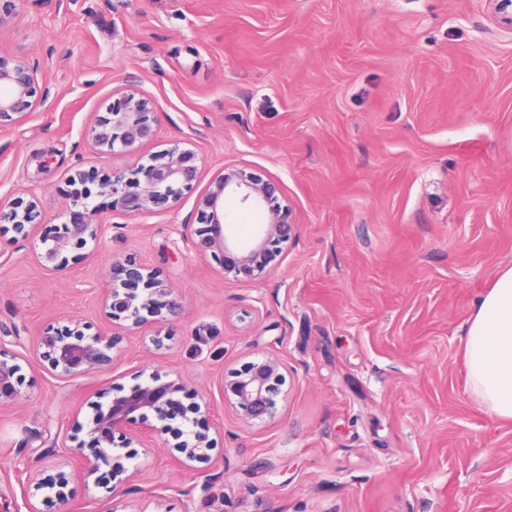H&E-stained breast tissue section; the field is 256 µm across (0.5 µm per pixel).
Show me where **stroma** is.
I'll use <instances>...</instances> for the list:
<instances>
[{"label": "stroma", "instance_id": "35a3bbf8", "mask_svg": "<svg viewBox=\"0 0 512 512\" xmlns=\"http://www.w3.org/2000/svg\"><path fill=\"white\" fill-rule=\"evenodd\" d=\"M51 56L50 112L0 130V199L35 190L46 219L68 178L135 157L95 154L87 127L137 77L162 115L149 155L184 143L200 170L176 209L104 210L100 248L64 273L31 243L0 253V336L16 331L21 397L0 408V512H28L24 465L71 475L40 512H512V420L467 387L475 301L512 267V31L487 0H23L0 28ZM232 165L276 181L296 237L259 276L223 278L189 252L211 179ZM157 271L182 299L162 349L125 334L103 371L62 379L34 359L49 323L104 321L113 261ZM263 356L283 364L277 414L246 424L221 383ZM181 378L223 430L204 462L160 445L113 490L40 460L73 413L136 373Z\"/></svg>", "mask_w": 512, "mask_h": 512}]
</instances>
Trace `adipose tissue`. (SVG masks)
Here are the masks:
<instances>
[{
  "label": "adipose tissue",
  "instance_id": "1",
  "mask_svg": "<svg viewBox=\"0 0 512 512\" xmlns=\"http://www.w3.org/2000/svg\"><path fill=\"white\" fill-rule=\"evenodd\" d=\"M472 395L490 414L512 419V268L476 303L465 330Z\"/></svg>",
  "mask_w": 512,
  "mask_h": 512
}]
</instances>
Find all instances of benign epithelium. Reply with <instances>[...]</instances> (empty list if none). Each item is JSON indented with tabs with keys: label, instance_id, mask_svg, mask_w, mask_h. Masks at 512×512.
Wrapping results in <instances>:
<instances>
[{
	"label": "benign epithelium",
	"instance_id": "1",
	"mask_svg": "<svg viewBox=\"0 0 512 512\" xmlns=\"http://www.w3.org/2000/svg\"><path fill=\"white\" fill-rule=\"evenodd\" d=\"M495 18L512 31V0H488ZM41 63L25 60L0 48V129L16 127L39 109L49 110L55 104L50 82L40 75ZM158 127V112L151 97L134 90L112 92L107 115L96 120L84 134L90 150L108 154H132L153 140ZM193 151L175 145L148 156L144 162L103 174L90 187V178L82 172L71 176L67 210L50 224L34 199L17 196L0 205V249L4 237L12 239L34 236V251L39 261L52 271L61 272L69 262L82 258L70 255L74 249L87 245L97 248L103 227L100 198L109 200L114 211L136 215L173 208L181 196L194 189L200 177L193 163ZM279 185L249 176L232 165L224 166L214 177L199 200L200 227L183 226L182 239L187 249L210 255L222 268L224 276L262 274L277 257L280 244L296 234L290 220L289 207L278 205ZM233 199L248 209L268 212L266 222L258 225L251 239L242 242L228 234L224 225L231 223L224 203ZM101 309L110 328L88 333L89 325L70 319L43 329L35 345L37 358L60 378H71L98 371L112 363L114 349L121 337L112 328L134 330L152 325V344L164 347L169 333L166 325L180 316L182 304L172 289L160 281L148 266L132 260L115 261L112 279L103 289ZM0 339V407L20 395L23 384L22 366L18 356L3 348ZM282 363L266 357L251 361L222 383L224 398L232 403L240 419L246 423L271 419L276 413L277 397L284 381ZM135 383L125 388L105 387L92 394L86 402L89 412L85 423L76 430L86 431L87 439L78 441L64 451L50 448L43 457L60 453L84 460L80 476L84 483L98 472L105 448H130L139 444L146 448L155 442L171 445L184 463L206 460L216 447L210 437L211 408L206 402H182L178 394L184 385L167 380L159 373L148 379L134 376ZM163 422L158 427L149 423V415ZM180 419L177 425L170 421ZM92 452L87 457L85 450ZM127 452L112 458V489L124 487L135 480L140 469L125 466L122 459H133ZM69 481L34 483L32 496L52 494L63 503L72 499Z\"/></svg>",
	"mask_w": 512,
	"mask_h": 512
}]
</instances>
